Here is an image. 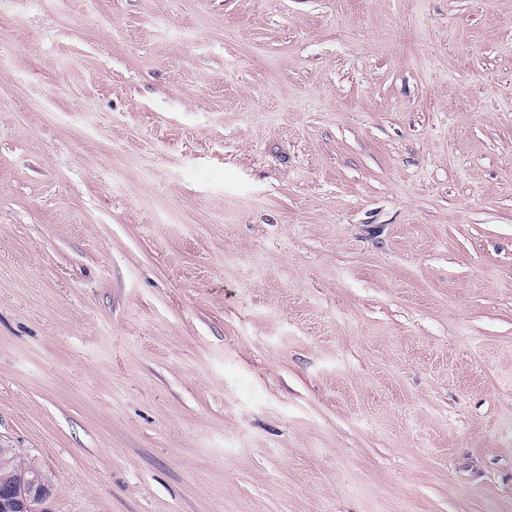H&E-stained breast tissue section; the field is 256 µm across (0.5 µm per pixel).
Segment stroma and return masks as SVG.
Listing matches in <instances>:
<instances>
[{
	"instance_id": "1",
	"label": "stroma",
	"mask_w": 512,
	"mask_h": 512,
	"mask_svg": "<svg viewBox=\"0 0 512 512\" xmlns=\"http://www.w3.org/2000/svg\"><path fill=\"white\" fill-rule=\"evenodd\" d=\"M0 448L35 512H512V0H0ZM36 471H40L28 459L21 457L14 448H0V489L18 490L25 487L27 481L33 477ZM44 483H49L43 474ZM39 474L29 481L30 491L34 492L36 499L46 496V487Z\"/></svg>"
}]
</instances>
